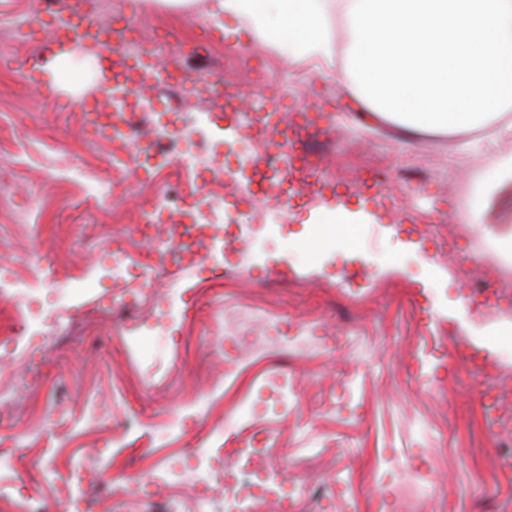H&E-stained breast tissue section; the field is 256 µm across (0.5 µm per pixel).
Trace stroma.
Instances as JSON below:
<instances>
[{
    "label": "stroma",
    "instance_id": "1",
    "mask_svg": "<svg viewBox=\"0 0 512 512\" xmlns=\"http://www.w3.org/2000/svg\"><path fill=\"white\" fill-rule=\"evenodd\" d=\"M141 24L167 26L183 40L207 22L220 31L194 73H220L224 89L249 91L247 74L279 85L299 125L314 121L316 138L336 135V198L278 202L244 195L242 148L219 120L187 112L203 128L204 145L224 158V178L203 193L224 199L227 277L193 267L174 277L157 270V291L173 299L168 331L152 310L126 322L80 320L43 361L23 353L0 364V452L15 465L0 471V512H22L24 497L43 512H224L238 467L225 460L206 503L192 479L144 500L129 486L152 479L153 457L190 455L199 447L194 414L205 411L214 432L207 447L232 442L227 423L249 398L268 409L251 420L266 448L253 467L292 488L288 512H512V474L482 415L483 383L462 360L460 338L512 368V337L497 333V315L466 299L463 272L481 264L495 273L496 239L512 219V193L494 189L497 168L512 167L492 130L406 141L398 126L360 119L342 85L259 47L237 21L163 0H135ZM36 46L17 44L0 66V161L13 171L18 205L0 202V265L24 278L25 259L52 248L48 272L70 279L75 314L98 304L121 310L138 278L84 275L87 264L115 248L136 249L122 226L139 205L166 197L164 182L131 183L113 194L125 153L85 142L74 103L90 97L97 55L72 50L56 82L23 83L19 68ZM500 154L498 166L485 156ZM426 161L431 188L396 182L397 172ZM472 183L468 197L440 193L436 183ZM484 199L483 225H468L449 252L440 216L464 199ZM348 210V231L323 241L322 213ZM265 214L262 224L253 223ZM246 307L312 324L308 349L280 354L276 379L250 339L238 337L242 367L226 371L214 347L217 327H231Z\"/></svg>",
    "mask_w": 512,
    "mask_h": 512
}]
</instances>
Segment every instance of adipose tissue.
<instances>
[{"mask_svg": "<svg viewBox=\"0 0 512 512\" xmlns=\"http://www.w3.org/2000/svg\"><path fill=\"white\" fill-rule=\"evenodd\" d=\"M310 67L335 62L363 118L407 136L512 140V0H208Z\"/></svg>", "mask_w": 512, "mask_h": 512, "instance_id": "obj_1", "label": "adipose tissue"}]
</instances>
